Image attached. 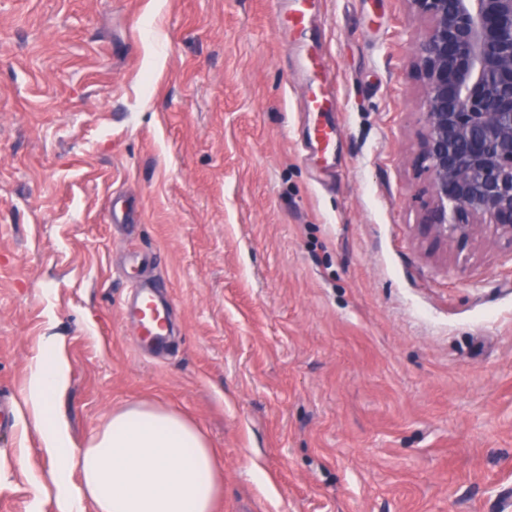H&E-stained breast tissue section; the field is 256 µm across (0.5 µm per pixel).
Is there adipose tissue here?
Wrapping results in <instances>:
<instances>
[{"label": "adipose tissue", "instance_id": "ef3b65f1", "mask_svg": "<svg viewBox=\"0 0 512 512\" xmlns=\"http://www.w3.org/2000/svg\"><path fill=\"white\" fill-rule=\"evenodd\" d=\"M67 371L55 337H47L25 391L27 412L42 435L61 512H216L224 466L203 431L176 410L132 403L112 413L85 447L75 448L58 404ZM82 481L68 483L72 470Z\"/></svg>", "mask_w": 512, "mask_h": 512}]
</instances>
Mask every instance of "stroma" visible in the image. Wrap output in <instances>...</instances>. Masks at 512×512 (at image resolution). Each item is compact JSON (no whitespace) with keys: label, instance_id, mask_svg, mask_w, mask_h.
<instances>
[{"label":"stroma","instance_id":"obj_1","mask_svg":"<svg viewBox=\"0 0 512 512\" xmlns=\"http://www.w3.org/2000/svg\"><path fill=\"white\" fill-rule=\"evenodd\" d=\"M313 2L329 112L272 0H0V512H59L22 420L51 334L73 445L127 404L172 407L223 457L218 512H503L512 249L418 234L404 0ZM144 274L178 331L157 357L122 319Z\"/></svg>","mask_w":512,"mask_h":512}]
</instances>
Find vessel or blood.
Segmentation results:
<instances>
[{"mask_svg":"<svg viewBox=\"0 0 512 512\" xmlns=\"http://www.w3.org/2000/svg\"><path fill=\"white\" fill-rule=\"evenodd\" d=\"M310 9L308 0H289L287 8L280 12L281 21L291 32L305 36ZM329 65L328 58L322 52L312 51L304 56L303 68L312 89L313 106H322L330 98L325 87ZM170 307L169 296L161 294L153 282L144 280L134 284L123 318L137 330L142 346L158 348L166 345L172 331Z\"/></svg>","mask_w":512,"mask_h":512,"instance_id":"1","label":"vessel or blood"}]
</instances>
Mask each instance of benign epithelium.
<instances>
[{"label": "benign epithelium", "mask_w": 512, "mask_h": 512, "mask_svg": "<svg viewBox=\"0 0 512 512\" xmlns=\"http://www.w3.org/2000/svg\"><path fill=\"white\" fill-rule=\"evenodd\" d=\"M422 24L416 164L430 203L418 229L438 248L482 227L512 250V0H405Z\"/></svg>", "instance_id": "1"}]
</instances>
